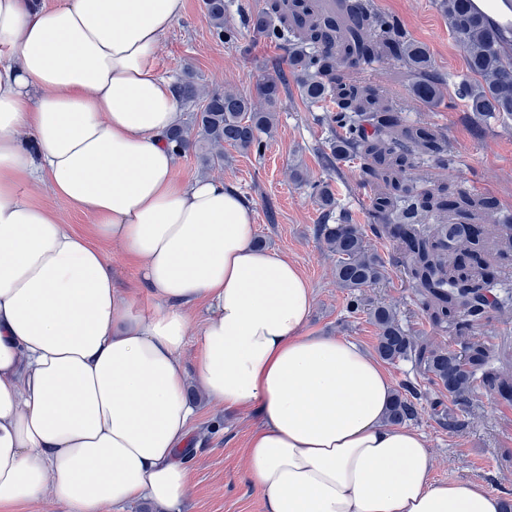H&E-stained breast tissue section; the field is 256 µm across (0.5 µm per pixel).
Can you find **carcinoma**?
I'll use <instances>...</instances> for the list:
<instances>
[{
    "instance_id": "obj_1",
    "label": "carcinoma",
    "mask_w": 512,
    "mask_h": 512,
    "mask_svg": "<svg viewBox=\"0 0 512 512\" xmlns=\"http://www.w3.org/2000/svg\"><path fill=\"white\" fill-rule=\"evenodd\" d=\"M435 2L448 19V30L472 75L471 80L456 86L455 97L478 116L487 112L512 116V34L497 33L491 17L470 10L471 0ZM227 10V0H203L204 18L220 41H230L236 35L227 22ZM252 30L267 38L289 36L290 67L301 95L312 105L327 100L336 103L330 122L339 132L329 144L331 154L363 161L364 173L383 183L384 190L371 200L372 232L381 236L387 225H396L410 257L408 274L421 288L422 310L432 324L442 326L456 311L462 316L461 328L478 323L497 305L481 293L478 284L490 267L485 258L486 230H481L474 241L458 225L474 226L497 210V200L461 195L450 201L447 195L433 192L415 196L408 176L411 158L435 157L442 166H448L435 132L427 126L402 124L387 99L336 78L340 54L356 64L391 55L413 73V97L435 105L443 99L444 83L426 48L407 37L398 19L373 13L366 0H347L338 17L318 12L315 0H308L302 8L294 0H273L270 11L254 16ZM282 84L280 76H261L253 99L229 90L207 91L191 73H184L176 81V91L182 109L189 112V121L168 133L175 154L199 152L208 169L224 163L226 145L262 155L276 124ZM312 194L324 211L319 233L329 251L336 254V280L351 291V306L357 309L356 292L384 278V263L369 249L364 229L349 213L329 223L336 209V196L329 184L313 186ZM427 217L437 224L429 234L416 228ZM369 317L377 330L376 352L383 361L415 360L432 382L462 405L480 387L512 403V382L489 368L491 357L483 345L472 344L459 351L450 345L420 343L403 329L390 306L373 307ZM420 399L417 387L401 385L388 422L414 419Z\"/></svg>"
}]
</instances>
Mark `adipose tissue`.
<instances>
[{"instance_id":"adipose-tissue-1","label":"adipose tissue","mask_w":512,"mask_h":512,"mask_svg":"<svg viewBox=\"0 0 512 512\" xmlns=\"http://www.w3.org/2000/svg\"><path fill=\"white\" fill-rule=\"evenodd\" d=\"M182 10L0 0V505L171 512L189 489L194 382L259 415L247 477L265 512H503L480 484L433 481L422 435L386 420L395 388L377 360L307 332L312 290L255 244L250 203L176 179L180 102L155 59ZM43 184L93 216L92 236L35 198ZM101 240L140 262V288L117 287ZM0 512H63L49 496L36 501H20L6 507Z\"/></svg>"}]
</instances>
